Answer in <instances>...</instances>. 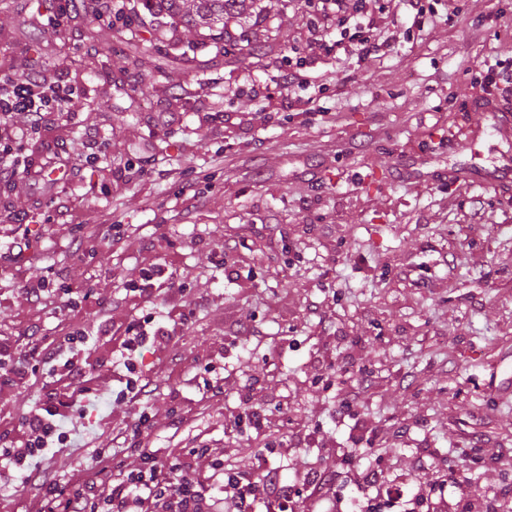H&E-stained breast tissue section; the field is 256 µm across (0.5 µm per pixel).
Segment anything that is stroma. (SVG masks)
I'll use <instances>...</instances> for the list:
<instances>
[{"mask_svg":"<svg viewBox=\"0 0 512 512\" xmlns=\"http://www.w3.org/2000/svg\"><path fill=\"white\" fill-rule=\"evenodd\" d=\"M226 20L224 38L177 28L158 33L140 0H123L161 52L132 58L121 22L66 0H0V70L43 69L75 87L62 116L24 139L25 170L0 180V335L28 347L29 331L61 337L64 289L89 287L77 360L96 394L70 429L67 469L90 468L101 448L146 413L128 438L126 469L199 448L208 470L231 457L237 472L278 468L302 486L294 512H359L356 485L382 472L379 512H484L512 500V177L508 146L478 111L479 81L497 72V106L512 114V0H425L426 22L371 16L394 52L358 61L351 39L310 55L316 0H260ZM97 32L87 58L82 35ZM249 36L255 53L225 51ZM302 82L284 77L296 60ZM110 154L90 160L96 142ZM474 168L476 181L452 180ZM197 194H183L184 183ZM95 231L92 249L73 242ZM171 262L152 302L132 292L142 268ZM43 277L41 303L21 296ZM194 301L170 325L169 287ZM171 326L152 393L116 402L126 369L94 346L107 325ZM224 378L225 392L207 383ZM44 372L0 382V416L18 423L41 408ZM264 424L228 430L230 414ZM485 449L473 457L472 448ZM465 468L460 487L444 480ZM333 476L326 491L307 472ZM39 487L0 468V512H34Z\"/></svg>","mask_w":512,"mask_h":512,"instance_id":"35a3bbf8","label":"stroma"}]
</instances>
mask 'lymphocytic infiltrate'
<instances>
[{
  "instance_id": "lymphocytic-infiltrate-1",
  "label": "lymphocytic infiltrate",
  "mask_w": 512,
  "mask_h": 512,
  "mask_svg": "<svg viewBox=\"0 0 512 512\" xmlns=\"http://www.w3.org/2000/svg\"><path fill=\"white\" fill-rule=\"evenodd\" d=\"M330 2L336 8V31L352 35L358 59L393 52L390 39L372 34L361 14L345 10L346 0ZM74 93L72 86L43 71L22 78L0 75V176L8 173L9 158L17 156L22 147V133L9 126L13 113H28L30 125L40 127L48 124L61 103ZM170 341L163 328L150 333L133 322L123 328L106 329L103 336L104 347L115 354L132 353L146 345L164 348ZM86 342L82 331L76 328L63 344L38 339L23 353H0V370L17 380L38 365L48 368L44 410L27 413L20 424L12 427L11 446L0 454L10 466L23 471L27 481L40 483L43 492L37 512H156L162 500L167 501L168 512H206L199 489L218 481L236 490L240 512H252L254 503L269 488L277 496L268 503L266 512H287L293 489L276 470H268L263 478L253 481L241 480L231 473L221 479L214 473L207 475L187 469L177 453L164 459L146 456L144 471L127 474L121 462L103 448L93 461V479H77L67 485L44 479L41 471L33 467V460L50 443L66 445L67 437L60 428L93 390V375L73 360L80 345Z\"/></svg>"
}]
</instances>
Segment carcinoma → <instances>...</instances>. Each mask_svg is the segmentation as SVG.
Instances as JSON below:
<instances>
[{
    "label": "carcinoma",
    "instance_id": "obj_1",
    "mask_svg": "<svg viewBox=\"0 0 512 512\" xmlns=\"http://www.w3.org/2000/svg\"><path fill=\"white\" fill-rule=\"evenodd\" d=\"M143 7L153 17L167 19L173 25L199 32L201 38L224 39V28L217 24L224 17L240 15L251 8L256 0H142ZM126 45L136 55H147L157 50L156 42L130 30Z\"/></svg>",
    "mask_w": 512,
    "mask_h": 512
}]
</instances>
